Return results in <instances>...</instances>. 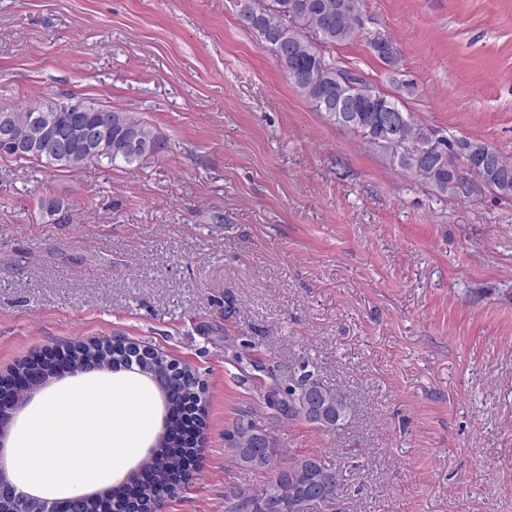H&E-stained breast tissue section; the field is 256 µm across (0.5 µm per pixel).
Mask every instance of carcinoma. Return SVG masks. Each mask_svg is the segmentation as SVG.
Wrapping results in <instances>:
<instances>
[{"instance_id": "cac0c4a2", "label": "carcinoma", "mask_w": 512, "mask_h": 512, "mask_svg": "<svg viewBox=\"0 0 512 512\" xmlns=\"http://www.w3.org/2000/svg\"><path fill=\"white\" fill-rule=\"evenodd\" d=\"M237 19L241 26L258 35L271 49L283 68L287 79L291 80L311 102L315 110L324 114L328 121L362 135L366 143L385 147L387 142L378 126L376 118L385 106L399 105V101L389 98L367 96L370 84L356 72L341 67L335 60L326 58L325 51L330 46L355 39L362 26L364 0H236ZM316 23L321 33L315 40L298 30L297 21ZM387 51L380 52L376 40L370 47L378 59L395 73L401 72L403 54L390 38H383ZM89 111L82 113L85 124L97 128L100 139L97 151L89 152L74 148L61 155H55L51 147L40 154L22 157L24 161L37 163L53 170L74 172L89 161L106 163L110 166L124 164L131 166L161 149V140L152 127L135 119L131 113L120 109H104L86 100ZM7 120L13 126L15 136L21 140L31 138L40 128L65 129L70 126L72 113L56 110L49 101H37L25 107L16 108L0 105V121ZM402 141L420 146L418 152H427L431 164L419 169L446 191L453 185L454 173L459 169L457 160L470 164L465 173L470 178L496 191L501 196H512V162L507 160L494 146L481 140L443 138L435 136V131L414 119L412 113H405V123L400 128ZM272 401L290 419L300 417L305 412V402L300 395L302 386L321 395L322 404L328 412L347 419L349 408L343 397L332 388L314 378L306 367L299 369L284 366L274 375ZM202 398L190 394L171 413L182 417L188 413L202 422L199 404ZM257 425L250 421L239 423L228 437V452L233 462L247 470H267L276 472L275 480L263 490L251 495L248 502L255 505L264 500L275 499L282 512H305L310 500L294 493L293 483L302 482L311 464L334 480L336 488L344 487L345 473L342 465L334 464L323 455H315V460L307 456L292 454L281 458V453H263L251 456L245 449L254 444L253 430ZM161 479L147 492L156 512H161L166 499L176 493L180 462L190 461L195 449L187 448L180 456L163 454L162 448L152 449Z\"/></svg>"}]
</instances>
